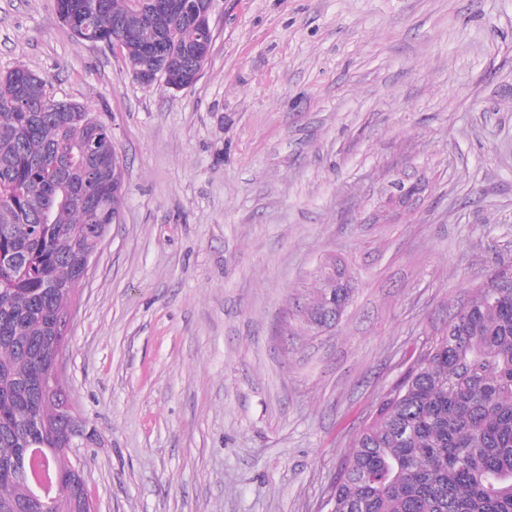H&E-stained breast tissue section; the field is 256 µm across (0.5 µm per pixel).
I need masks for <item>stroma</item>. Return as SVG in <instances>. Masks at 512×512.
<instances>
[{
    "label": "stroma",
    "instance_id": "stroma-1",
    "mask_svg": "<svg viewBox=\"0 0 512 512\" xmlns=\"http://www.w3.org/2000/svg\"><path fill=\"white\" fill-rule=\"evenodd\" d=\"M211 27L176 91L55 0H0V73L89 107L122 156L63 358L95 512H319L419 349L512 265V0H215ZM397 177L417 193L390 207ZM328 255L352 283L319 328ZM170 62H172V61L169 58L166 59V61L164 62L163 68L160 71H158V68L155 66L151 67V65H153V64L147 63L144 66H140L136 69H131L132 73H133L132 75L140 84L146 85V86L152 85L154 82H157L158 80H160V81L162 80L163 83L170 89L183 90V89L188 88V86H186L185 84H183L182 87H175V86L167 85L166 82H167L168 74L165 76L163 74V71L168 66V64Z\"/></svg>",
    "mask_w": 512,
    "mask_h": 512
}]
</instances>
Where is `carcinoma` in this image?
I'll use <instances>...</instances> for the list:
<instances>
[{
  "mask_svg": "<svg viewBox=\"0 0 512 512\" xmlns=\"http://www.w3.org/2000/svg\"><path fill=\"white\" fill-rule=\"evenodd\" d=\"M155 0H56L80 42H112ZM187 0L124 38L136 67L162 38L190 54L203 38ZM45 80L18 67L0 74V512H42L18 476L27 420L44 422L39 466L75 512L88 494L74 482L69 432L96 443L37 370L68 343L71 287L84 253L102 246L121 198L122 167L110 128L87 107L55 112ZM332 483L334 512H512V292L477 287L384 398Z\"/></svg>",
  "mask_w": 512,
  "mask_h": 512,
  "instance_id": "1",
  "label": "carcinoma"
}]
</instances>
